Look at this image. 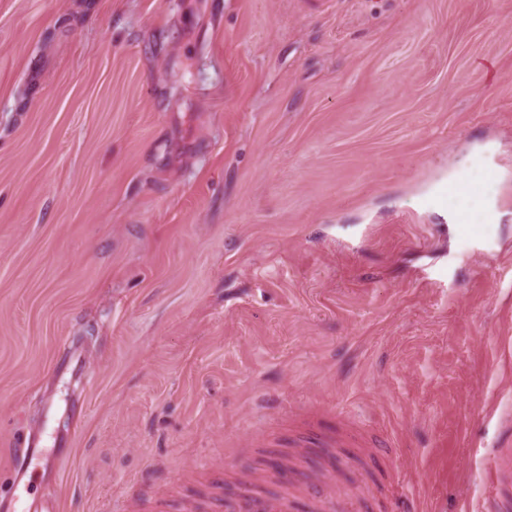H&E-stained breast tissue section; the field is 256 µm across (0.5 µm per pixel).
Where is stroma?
<instances>
[{"label": "stroma", "instance_id": "35a3bbf8", "mask_svg": "<svg viewBox=\"0 0 512 512\" xmlns=\"http://www.w3.org/2000/svg\"><path fill=\"white\" fill-rule=\"evenodd\" d=\"M491 198L478 243L438 194ZM446 266L448 285L423 279ZM512 0H0V475L181 512H483L512 420ZM31 439L24 440V448H20V452H16L15 454V462L10 470L8 476L5 479H2V484L0 483V503L3 495L12 493L13 499H17L14 495L17 491L19 485L23 481L26 471L28 468V460L33 456L35 452V448H32ZM8 481L10 484L9 490L7 492L4 491V483ZM204 509L206 511H198ZM185 512H294L291 495L270 496L254 489L248 481H241L237 492L224 495V500L205 505L187 504Z\"/></svg>", "mask_w": 512, "mask_h": 512}]
</instances>
